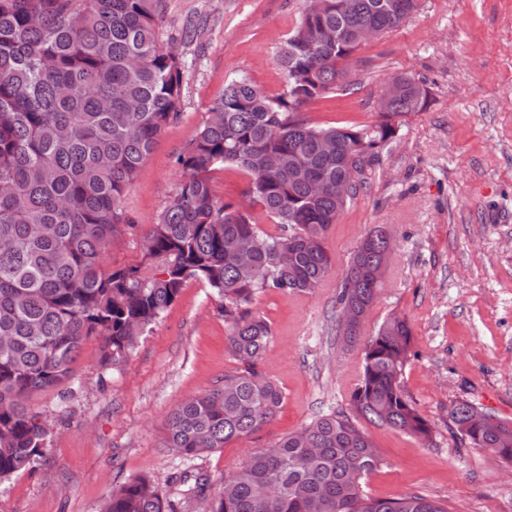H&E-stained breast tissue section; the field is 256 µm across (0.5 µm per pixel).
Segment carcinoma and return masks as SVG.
Segmentation results:
<instances>
[{"label": "carcinoma", "instance_id": "obj_1", "mask_svg": "<svg viewBox=\"0 0 512 512\" xmlns=\"http://www.w3.org/2000/svg\"><path fill=\"white\" fill-rule=\"evenodd\" d=\"M165 2L0 0V482L32 469L48 448L50 425L29 404L32 394L67 380L90 336L101 339L102 365L120 364L189 281L220 301L240 367L173 409L164 446L188 460L270 422L283 392L260 369L272 330L255 298L322 285L333 267L330 226L401 118L427 103L425 83L404 76L403 92L373 125H312L302 107L345 78L358 34L398 27L421 0H326L319 12L302 11L276 58L284 92L268 97L245 76L225 84L177 156L183 180L143 236L141 262L107 271L105 254L133 223L125 197L180 115L185 62L158 39ZM225 165L249 177L244 200L216 198L210 174ZM256 205L279 232L259 227ZM392 247L383 227L364 239L343 275L340 313L369 310L381 288L372 267ZM411 344L406 318L383 321L364 344L351 412L320 415L254 453L208 499L209 512H448L420 494L373 499L359 482L380 458L357 418L431 438L401 384ZM475 408L466 400L449 407L455 438L500 448L512 461V423L471 426ZM103 512L172 508L148 478L135 477Z\"/></svg>", "mask_w": 512, "mask_h": 512}]
</instances>
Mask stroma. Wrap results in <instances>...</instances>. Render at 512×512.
Segmentation results:
<instances>
[{
  "label": "stroma",
  "instance_id": "obj_1",
  "mask_svg": "<svg viewBox=\"0 0 512 512\" xmlns=\"http://www.w3.org/2000/svg\"><path fill=\"white\" fill-rule=\"evenodd\" d=\"M302 8V0H167L162 43L191 21L201 32L177 46L187 62L180 115L138 172L125 200L135 225L113 242L105 269L140 263L142 235L183 179L175 160L228 80L243 75L267 96L283 93L276 57ZM345 69L340 88L304 106L310 123L373 124L380 92L397 75L425 80L429 98L406 116L328 230L329 280L311 293L255 300L272 330L261 369L284 396L276 418L192 460L165 448L171 410L238 366L217 299L188 282L120 365L101 367L100 339L89 337L70 379L32 395L53 433L34 469L0 482V512H101L112 490L135 476L150 479L174 512H202L201 500L173 484L175 473L207 474L218 495L254 452L318 415L349 410L362 356L336 333V294L377 225L389 229L394 250L360 338L388 316L408 319L412 353L401 381L432 440L363 422L381 458L364 489L376 499L422 494L448 512H512V462L461 445L448 428V408L459 399L512 421V0H422Z\"/></svg>",
  "mask_w": 512,
  "mask_h": 512
}]
</instances>
